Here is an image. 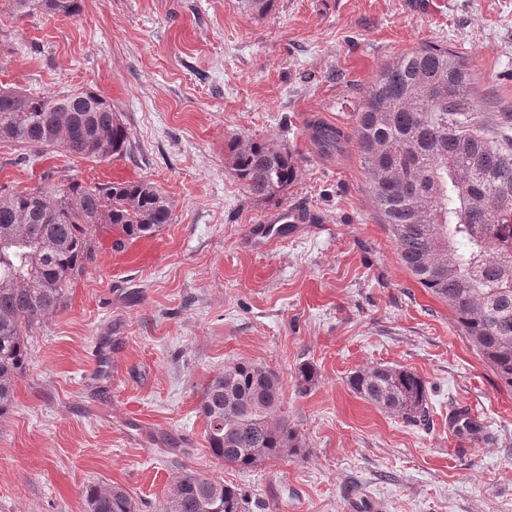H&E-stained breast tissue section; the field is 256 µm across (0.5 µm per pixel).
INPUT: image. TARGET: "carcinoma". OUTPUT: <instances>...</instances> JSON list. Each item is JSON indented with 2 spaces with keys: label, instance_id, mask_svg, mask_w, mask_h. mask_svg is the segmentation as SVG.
I'll return each instance as SVG.
<instances>
[{
  "label": "carcinoma",
  "instance_id": "obj_1",
  "mask_svg": "<svg viewBox=\"0 0 512 512\" xmlns=\"http://www.w3.org/2000/svg\"><path fill=\"white\" fill-rule=\"evenodd\" d=\"M19 16L77 15L81 0H6ZM474 75L452 51L424 45L385 65L362 95L354 134L374 209L400 264L448 305L457 326L501 386L512 389V125L490 124L472 95ZM322 156L350 136L315 122ZM0 140L22 149L103 160L127 151L129 132L112 102L90 89L30 96L0 87ZM231 174L246 192L280 200L297 181L300 159L282 140L234 136ZM172 221L166 195L145 182L37 188L0 195V419L28 362L27 336L58 310L72 278L94 260L92 228L150 235ZM299 367L297 390L315 383ZM360 397L408 423L429 417L425 381L414 371L377 366L348 380ZM282 385L248 361L224 366L203 389L200 413L211 455L250 469L303 440L288 424ZM88 512H136L120 486L90 485ZM238 488L193 471L176 481L161 512H251Z\"/></svg>",
  "mask_w": 512,
  "mask_h": 512
}]
</instances>
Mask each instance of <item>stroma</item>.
Returning a JSON list of instances; mask_svg holds the SVG:
<instances>
[{
	"mask_svg": "<svg viewBox=\"0 0 512 512\" xmlns=\"http://www.w3.org/2000/svg\"><path fill=\"white\" fill-rule=\"evenodd\" d=\"M430 44L469 64L486 112L512 113V0H83L79 16L21 17L0 0V85L38 96L94 88L130 132L120 156L36 157L0 143V195L55 182L145 181L172 221L149 265L112 273L111 225L94 261L30 333L0 421V512H86L87 485H118L157 512L185 471L241 487L255 512H512V390L461 335L447 305L399 262L367 191L358 146L319 156L310 121L355 129L380 69ZM282 139L301 159L281 202L232 176L231 136ZM314 214L277 249L249 247L280 208ZM112 346V378L94 369ZM279 374L305 442L242 470L215 459L199 412L225 365ZM317 373L295 387L301 364ZM404 367L426 382L413 427L349 387L356 371ZM463 406L484 427L449 436Z\"/></svg>",
	"mask_w": 512,
	"mask_h": 512,
	"instance_id": "35a3bbf8",
	"label": "stroma"
}]
</instances>
